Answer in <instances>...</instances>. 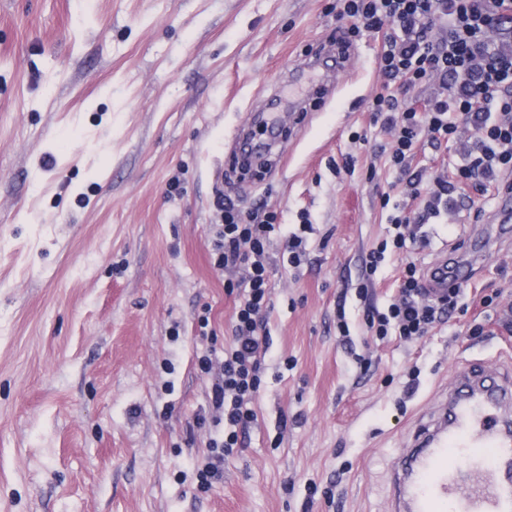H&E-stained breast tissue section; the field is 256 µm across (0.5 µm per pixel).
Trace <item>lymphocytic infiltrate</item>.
Instances as JSON below:
<instances>
[{
  "mask_svg": "<svg viewBox=\"0 0 512 512\" xmlns=\"http://www.w3.org/2000/svg\"><path fill=\"white\" fill-rule=\"evenodd\" d=\"M336 41L348 49L363 35L386 33L377 56L384 78L368 102L372 121L390 142L380 145L404 182L417 210L383 195L393 206L387 217L389 239L370 249L364 260L375 275L387 251L402 250L412 225L426 224L463 205L471 192L512 193V0H336ZM437 83L438 92L424 109L409 103V89ZM468 134L470 146L447 174L411 169L409 160L421 144L440 148ZM223 222L216 232L211 259L224 270L244 269L243 289L232 317V343L221 362L202 356V373L219 368L211 406L224 423V437L214 442L200 476L221 480L224 462L240 443L243 425L254 416L252 405L261 388V357L269 343L260 314L269 304L267 246L281 230L277 212L256 202L242 212L232 199L217 202ZM461 286L448 289L446 303L423 297V278L416 264L402 270L399 295L387 309H367V333L411 341L444 322L458 304Z\"/></svg>",
  "mask_w": 512,
  "mask_h": 512,
  "instance_id": "1",
  "label": "lymphocytic infiltrate"
}]
</instances>
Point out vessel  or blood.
<instances>
[{
    "label": "vessel or blood",
    "mask_w": 512,
    "mask_h": 512,
    "mask_svg": "<svg viewBox=\"0 0 512 512\" xmlns=\"http://www.w3.org/2000/svg\"><path fill=\"white\" fill-rule=\"evenodd\" d=\"M470 281L464 267L449 271L436 260L425 277L429 299L448 295V276ZM512 397V378L486 382L482 371L459 367L448 414L420 435L418 447L403 449L392 469L390 512H512V434L497 406Z\"/></svg>",
    "instance_id": "b4317fda"
}]
</instances>
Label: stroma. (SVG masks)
Instances as JSON below:
<instances>
[{"instance_id": "obj_1", "label": "stroma", "mask_w": 512, "mask_h": 512, "mask_svg": "<svg viewBox=\"0 0 512 512\" xmlns=\"http://www.w3.org/2000/svg\"><path fill=\"white\" fill-rule=\"evenodd\" d=\"M335 4L0 0V512H388L390 470L455 370L512 367V229L464 210L388 256L373 301L406 260L469 263L480 235L474 290L417 341L366 333L351 290L387 231L382 193L408 199L367 110L380 37L317 67L333 95L258 177L231 163L234 130L305 84ZM220 192L314 230L297 268L286 236L271 242L254 417L207 489L222 430L198 358L230 344L236 302L210 260Z\"/></svg>"}]
</instances>
